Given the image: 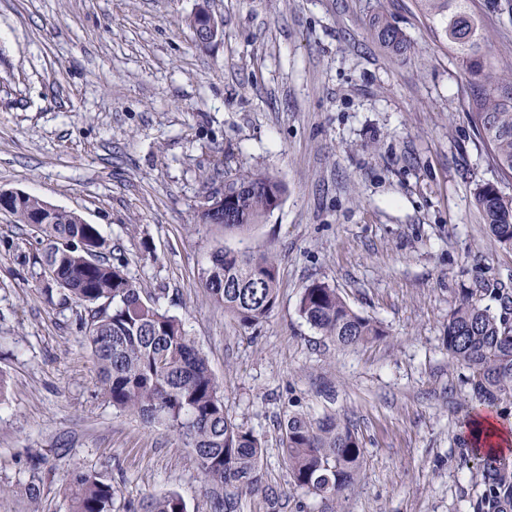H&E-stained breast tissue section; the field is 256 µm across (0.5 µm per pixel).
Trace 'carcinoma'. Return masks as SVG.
Here are the masks:
<instances>
[{
	"instance_id": "carcinoma-1",
	"label": "carcinoma",
	"mask_w": 512,
	"mask_h": 512,
	"mask_svg": "<svg viewBox=\"0 0 512 512\" xmlns=\"http://www.w3.org/2000/svg\"><path fill=\"white\" fill-rule=\"evenodd\" d=\"M447 43L467 76V107L492 161L503 178H512V72L487 54L488 34L473 0H416ZM370 26L390 53L403 56L413 43L387 17ZM224 218L198 214L203 224H222L244 232L263 223L286 195L279 179L262 172L224 182ZM476 202L484 224L501 245L512 247V199L492 183L481 185ZM19 224L34 228L44 243L32 266L56 270L58 292L90 308L79 317V331L98 371L101 390L112 407L148 424L165 423L194 449L212 512H238L242 497L263 489L261 438L237 424L224 410L221 386L195 347L182 321L144 296L124 266L107 257L109 243L95 224L73 211L49 208L26 194L7 202ZM213 301L245 327L265 321L279 301V269L271 251L253 253L226 246L214 249L202 272ZM500 301L493 313L471 297L448 318V363L467 372L466 383L479 405L508 415L512 409V290L491 288ZM300 316L323 337L346 348L383 335L371 317L354 311L329 284L314 281L303 289ZM281 445L289 485L327 505L362 473L365 448L352 422L335 414L313 417L291 413L283 423ZM482 462L479 491L471 512H512V462L491 452ZM112 481L92 472L68 473L64 496L68 512H112ZM143 512H187L176 493L149 497Z\"/></svg>"
}]
</instances>
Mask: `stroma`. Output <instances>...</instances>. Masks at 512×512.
Segmentation results:
<instances>
[{
    "label": "stroma",
    "mask_w": 512,
    "mask_h": 512,
    "mask_svg": "<svg viewBox=\"0 0 512 512\" xmlns=\"http://www.w3.org/2000/svg\"><path fill=\"white\" fill-rule=\"evenodd\" d=\"M200 0H0V190L98 225L145 294L179 317L220 382L224 409L263 442L264 494L240 512H321L292 490L280 424L347 417L366 450L338 512H467L479 462L456 438L472 411L448 365V317L479 286L512 289V248L489 235L477 187L501 180L466 109L463 72L416 0H209L222 25L198 44ZM489 53L512 68V0H474ZM386 14L413 41L387 53ZM276 176L282 205L245 235L202 224L225 178ZM219 245L272 250L279 302L243 328L202 270ZM29 226L0 211V512H66L72 468L116 488L112 512L179 494L210 512L195 452L163 424L113 409L76 326L49 295ZM321 280L383 336L339 348L299 314ZM370 26L377 41L391 54L403 56L414 49L413 43L403 31L384 15L374 16Z\"/></svg>",
    "instance_id": "1"
}]
</instances>
